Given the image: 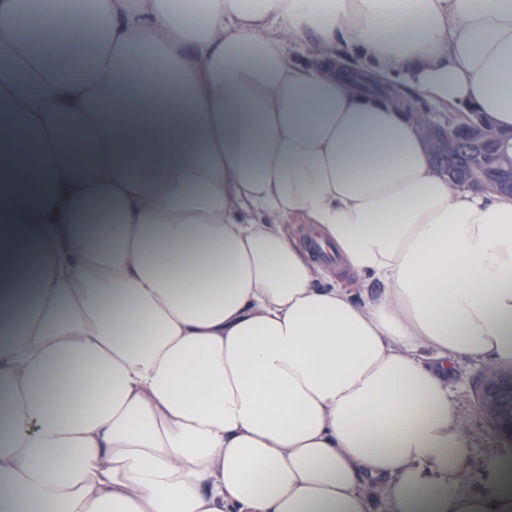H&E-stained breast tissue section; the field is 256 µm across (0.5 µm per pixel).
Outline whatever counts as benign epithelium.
<instances>
[{"instance_id":"obj_1","label":"benign epithelium","mask_w":512,"mask_h":512,"mask_svg":"<svg viewBox=\"0 0 512 512\" xmlns=\"http://www.w3.org/2000/svg\"><path fill=\"white\" fill-rule=\"evenodd\" d=\"M409 115L417 122L431 158L440 154L451 158L463 149L472 155L474 163L465 172L449 164L436 165L451 186L512 196V131L498 132L486 118L473 112H450L444 124L431 113L413 107ZM502 387H512V373L487 367L482 371L477 398L494 429L512 435V411H502L490 393Z\"/></svg>"}]
</instances>
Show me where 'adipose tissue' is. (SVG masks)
Masks as SVG:
<instances>
[{
  "instance_id": "obj_1",
  "label": "adipose tissue",
  "mask_w": 512,
  "mask_h": 512,
  "mask_svg": "<svg viewBox=\"0 0 512 512\" xmlns=\"http://www.w3.org/2000/svg\"><path fill=\"white\" fill-rule=\"evenodd\" d=\"M201 3L0 0V512H512V198L334 52L511 130L512 0ZM480 363H462L457 367L460 376L459 392L469 405H478L485 414H467V425L476 438L475 456L480 459L488 448H511L505 446L499 435L493 433L490 423L498 433L508 432L512 436V411H501L490 393L492 388L512 387V373L488 368ZM481 385L476 397V376L482 370ZM479 406V405H478ZM490 423H489V422Z\"/></svg>"
}]
</instances>
